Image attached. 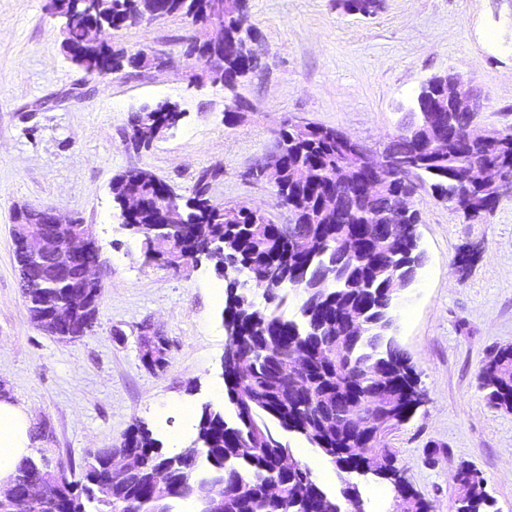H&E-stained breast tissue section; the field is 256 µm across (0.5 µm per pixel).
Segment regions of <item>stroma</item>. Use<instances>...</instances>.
Wrapping results in <instances>:
<instances>
[{
    "label": "stroma",
    "mask_w": 512,
    "mask_h": 512,
    "mask_svg": "<svg viewBox=\"0 0 512 512\" xmlns=\"http://www.w3.org/2000/svg\"><path fill=\"white\" fill-rule=\"evenodd\" d=\"M264 67L228 90L186 56L188 18L112 32L129 51H166L164 68L88 75L67 58L46 0H0V397L23 406L32 454L79 479L87 451L145 425L161 444L196 436L200 410L224 402L223 284L208 259L173 269L146 262L120 227L113 178L144 168L177 193L219 169L209 194L278 224L289 212L269 181L247 170L298 118L342 130L374 153L398 132L428 79L452 73L486 99L479 120L512 126V0H383L372 17L338 0H249ZM167 100L183 113L149 148L127 143L129 119ZM238 107L233 123L224 114ZM49 207L87 225L99 246L102 297L93 330L63 343L34 325L22 295L12 226L18 207ZM423 264L393 310L394 335L414 365L423 404L390 445L402 476L433 506L456 512V469L481 472L488 512H512V412L491 407L478 374L491 349L512 346V196L471 222L418 190ZM475 246L464 270L453 259ZM163 336L169 363L141 361L144 327Z\"/></svg>",
    "instance_id": "35a3bbf8"
}]
</instances>
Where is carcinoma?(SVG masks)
I'll list each match as a JSON object with an SVG mask.
<instances>
[{"mask_svg":"<svg viewBox=\"0 0 512 512\" xmlns=\"http://www.w3.org/2000/svg\"><path fill=\"white\" fill-rule=\"evenodd\" d=\"M168 14L183 15L194 24L213 18L204 12L203 0H167ZM347 12L375 14L372 0H342ZM105 20L117 30L139 21L134 0H112ZM224 25V39L239 40L252 30L248 11L235 4L224 5L218 17ZM85 48L78 62L91 68L99 55L84 46V32L76 26L68 33L69 47ZM112 71L149 66L144 56L123 47L108 48ZM247 67L262 68L254 53L224 55V73L231 75ZM432 101L448 104V77L440 76L432 86ZM452 129L448 144L433 147L422 141L421 123L408 116L391 144L398 150L418 154L421 164L414 172L392 171L374 177L375 191L390 200L428 188L448 208L470 217L495 208L498 192L482 183L477 171L483 165L498 166L512 176V127L498 134L500 144L489 145L468 136L466 123L458 112L448 113ZM276 137L285 143L286 156L277 194L300 208L305 200L316 205L298 216L293 236L297 245L279 225L244 204H213L206 177L217 170L203 171L191 190V207L184 210L187 228L206 238L223 242L224 251L210 256L215 270L224 276V325L237 336L238 356L247 371L230 364L224 370V400L230 408H201L195 439L177 452L166 453L145 427L129 429L120 446L87 453L81 479L68 480L64 469L49 468L44 459L24 458L14 476V498L7 512H125V501L135 493L141 512H153L159 505L156 486L167 484L173 494L198 491L213 483L224 484V512H336V498L328 496L316 509L311 492L320 488L310 469L298 466L288 472L277 468L282 449L287 447L280 432L292 433L320 455L332 454L330 462L348 475L358 472L386 479L394 484L395 508L404 512H431L422 498L400 475L389 435L409 420L422 402L418 376L408 354L388 335L392 326L394 301L415 280L423 256L408 235L380 250L375 244L383 218L362 201L360 183L348 179L356 167L355 156L336 133L323 126L310 132L283 125ZM336 193L337 208L324 212L320 199ZM129 193L138 194L142 207L132 216L136 226L159 223L162 199L160 179L148 169H130L112 181V194L122 204ZM275 271L274 284L265 305L255 303L247 288L253 278ZM83 266L69 269L68 282L32 280L21 283L31 320L39 317L44 296L60 306L70 304L71 284L81 280ZM323 287L311 303H301L288 316L276 303L285 288L306 292L313 284ZM348 308L365 312V324L351 329L344 317ZM308 358L303 380L294 383L280 374V365L294 351ZM480 386L495 408L512 411V346L491 354L480 372ZM381 394L378 418L358 431L351 426L350 413ZM123 452L136 460L128 482L112 478L111 459ZM43 472V495L28 494L31 481ZM462 486L468 494L460 497L456 512H486L489 500L484 478L468 464L460 466ZM278 481L285 492L269 498L265 485ZM110 488L111 496L98 493V486Z\"/></svg>","mask_w":512,"mask_h":512,"instance_id":"1","label":"carcinoma"}]
</instances>
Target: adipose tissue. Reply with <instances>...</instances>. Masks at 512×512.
<instances>
[{"instance_id": "ef3b65f1", "label": "adipose tissue", "mask_w": 512, "mask_h": 512, "mask_svg": "<svg viewBox=\"0 0 512 512\" xmlns=\"http://www.w3.org/2000/svg\"><path fill=\"white\" fill-rule=\"evenodd\" d=\"M30 453L27 415L9 398L0 397V489L11 484L19 461Z\"/></svg>"}]
</instances>
